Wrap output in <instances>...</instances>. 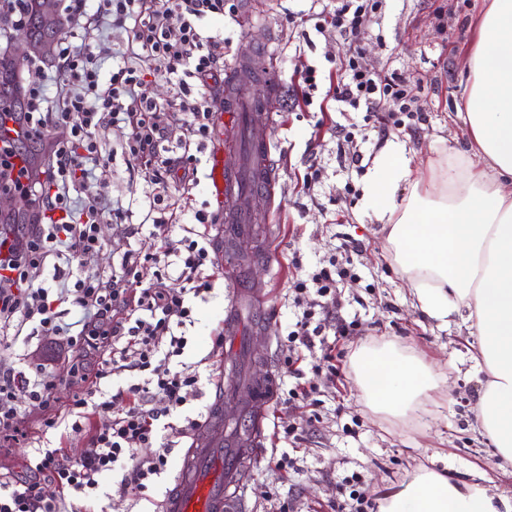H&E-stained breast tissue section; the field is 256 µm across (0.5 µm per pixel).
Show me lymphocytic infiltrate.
<instances>
[{
	"instance_id": "obj_1",
	"label": "lymphocytic infiltrate",
	"mask_w": 512,
	"mask_h": 512,
	"mask_svg": "<svg viewBox=\"0 0 512 512\" xmlns=\"http://www.w3.org/2000/svg\"><path fill=\"white\" fill-rule=\"evenodd\" d=\"M34 2L0 0V59L15 33L32 30ZM382 7L383 0H336L315 30L347 46L329 87L332 99L374 117L385 136L415 113L408 80L394 75L377 82L364 62L360 36L378 23ZM223 17L224 0H59L56 43L36 51L19 77L18 100H0V126L12 122L22 131L21 139H0V191L27 199L31 225L19 240L0 233V323H28L33 335L59 340L72 360L74 408L103 419L78 460L59 448H36L25 460L24 474L1 473L0 512H64L60 498L45 494V482L83 493L118 469L123 472L119 494H141L169 465L168 449L152 448L154 423L184 406L199 382L170 363L187 344L175 333L192 320L187 294L211 289L203 275L209 253L192 237L166 238L177 216L160 193L146 218L154 236L163 238L165 252L180 257L182 289L168 287L162 273L143 285L141 262L160 264L162 254L126 251L108 273L87 265V257L103 247L100 224H122L133 214L122 203L103 204L96 193L109 171L97 135L109 126L126 128L125 152L151 184L165 188L197 181L199 160L188 152L186 139L210 138L224 67L221 43L203 35L202 23ZM114 29L125 30L141 56L157 63L178 86V97L158 103L142 69L124 61L107 66L94 40ZM53 71L68 86L59 101L46 92ZM56 210L62 214L57 221L50 217ZM357 277L353 262L332 260L293 283V302L302 314L288 332V373L295 380L289 401L317 403L316 386L304 378L305 360H313L314 370L344 379L337 340L348 327L338 316L337 290ZM130 368L144 373L145 381L105 395L102 380ZM57 385L41 364L0 367V441L25 437L30 407L46 412L45 429L57 428L59 419L52 414ZM140 448L151 449V456L135 459Z\"/></svg>"
}]
</instances>
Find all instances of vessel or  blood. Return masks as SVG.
I'll list each match as a JSON object with an SVG mask.
<instances>
[{"instance_id":"b4317fda","label":"vessel or blood","mask_w":512,"mask_h":512,"mask_svg":"<svg viewBox=\"0 0 512 512\" xmlns=\"http://www.w3.org/2000/svg\"><path fill=\"white\" fill-rule=\"evenodd\" d=\"M251 77L246 59L237 56L226 63L224 110L216 116L224 143L208 156V195L228 238L246 235L275 206L278 176L269 132L275 124L276 92L269 84L263 94L252 95ZM254 387L252 403L238 409L247 419L244 438L227 437L224 398L216 396L203 432L194 434L183 456L162 512H247L244 499L230 495L229 489L239 483L251 457L260 451L262 407L268 397L265 378L256 377Z\"/></svg>"}]
</instances>
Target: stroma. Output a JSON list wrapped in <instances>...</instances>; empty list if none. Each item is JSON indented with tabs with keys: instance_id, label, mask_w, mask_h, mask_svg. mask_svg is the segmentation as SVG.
<instances>
[{
	"instance_id": "1",
	"label": "stroma",
	"mask_w": 512,
	"mask_h": 512,
	"mask_svg": "<svg viewBox=\"0 0 512 512\" xmlns=\"http://www.w3.org/2000/svg\"><path fill=\"white\" fill-rule=\"evenodd\" d=\"M227 3L223 21L204 22L205 35L223 36L225 58L237 53L249 56L255 70H273L280 83L281 117L271 153L280 177L278 208L271 216L278 233L268 237L266 226L255 225L243 240L254 261L241 267L238 276L245 284L262 282L268 294V324L250 338L261 360L260 372L274 376L265 429L283 433L293 425L302 431L296 442L283 437L277 442L265 440L261 454L251 460L244 482L250 512H334L345 477L360 474L367 495L379 500L420 468L448 471L461 482L481 472L499 492L512 496V467H498L495 448L475 421L485 377L476 363L477 347L467 341L462 317L443 323L412 306L407 281L390 261L387 232L366 213L370 175L389 144H401L414 176L424 178L430 177L431 165L471 153L474 143L456 115V105L465 95L467 60L477 40L473 22L486 0H386L379 25L360 39L364 60L377 81L394 73L411 81L422 119L415 131H394L384 139L377 128L364 123L362 113L333 107L320 111L328 76L343 59L346 46L317 35L305 15L308 0H275L269 13L256 16V23L271 27L275 34L269 58L253 53L233 11L240 0ZM308 63L317 66L320 77L307 106L295 98V73ZM353 123L360 125L362 134L363 160L357 165L344 162L337 153L339 127ZM126 136V129L111 127L101 137L102 156L110 166L101 192L106 199L132 203L134 211L129 223L100 226L104 248L87 263L105 271L118 264L127 250L152 253L159 247L150 226L142 222L154 191L124 155ZM311 166L321 169L322 179L307 192L296 176ZM166 194L181 217L169 231L178 240L185 236L194 213L207 210L209 197L205 187L191 185L169 187ZM349 242L358 244L359 253L354 257L357 279L339 286L340 316L354 325L341 341L345 353L363 343L392 341L426 358L448 378L447 390L431 393L425 410L402 420L371 415L355 384L340 385L324 370L305 373L318 389V406L286 402L293 384L287 363L288 326L299 312L290 286L320 263L345 260L343 247ZM205 246L216 262L212 289L186 297L194 322L183 329L187 344L179 358L188 371L198 374L199 393L168 416V428L157 434L158 441L170 446L171 465L138 496H119L112 477L100 480L86 495L46 486V495L64 496L76 512H158L189 444L181 428L208 416L224 362V350L213 345L210 334L219 328L233 294L219 264L224 255L220 227H213ZM19 354L25 363L47 365L58 378L56 410L69 415L72 391L65 383L69 368L65 351L40 336H8L0 342V362L11 363ZM26 429V441L0 448V472L22 471L34 447L61 448L76 460L88 443L87 433L72 431L66 421L60 429L45 431L37 409H27ZM275 449L294 458L295 469L279 471L269 464Z\"/></svg>"
}]
</instances>
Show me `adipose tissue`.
<instances>
[{
    "mask_svg": "<svg viewBox=\"0 0 512 512\" xmlns=\"http://www.w3.org/2000/svg\"><path fill=\"white\" fill-rule=\"evenodd\" d=\"M474 25L461 108L476 151L423 181L412 179L402 146L392 145L373 174L368 208L388 229L413 306L441 321L465 313L486 377L476 421L512 464V0H490ZM406 180L411 192L396 198ZM350 365L365 406L385 418H405L448 385L433 364L390 341L358 346ZM379 512H512V497L421 470Z\"/></svg>",
    "mask_w": 512,
    "mask_h": 512,
    "instance_id": "adipose-tissue-1",
    "label": "adipose tissue"
}]
</instances>
